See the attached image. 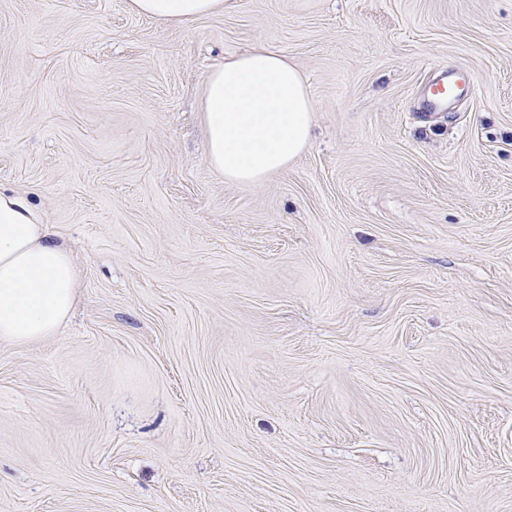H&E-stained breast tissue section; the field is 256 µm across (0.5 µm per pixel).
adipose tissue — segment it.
<instances>
[{"label": "adipose tissue", "instance_id": "adipose-tissue-1", "mask_svg": "<svg viewBox=\"0 0 512 512\" xmlns=\"http://www.w3.org/2000/svg\"><path fill=\"white\" fill-rule=\"evenodd\" d=\"M225 0H129L132 12L186 25L220 14ZM201 107L207 165L225 182L254 185L304 151L313 129L305 80L284 55L258 44L207 73ZM70 251L52 241L25 195L0 190V341L29 345L54 336L78 298Z\"/></svg>", "mask_w": 512, "mask_h": 512}]
</instances>
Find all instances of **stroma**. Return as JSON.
<instances>
[{
	"mask_svg": "<svg viewBox=\"0 0 512 512\" xmlns=\"http://www.w3.org/2000/svg\"><path fill=\"white\" fill-rule=\"evenodd\" d=\"M258 43L314 130L241 186L200 102ZM0 186L81 294L0 342V512H512V0H0ZM227 0H130L132 12L162 24L187 25L196 19L224 12ZM458 79L450 77L448 74L433 79L428 92L429 105H441L456 99L460 91Z\"/></svg>",
	"mask_w": 512,
	"mask_h": 512,
	"instance_id": "obj_1",
	"label": "stroma"
}]
</instances>
